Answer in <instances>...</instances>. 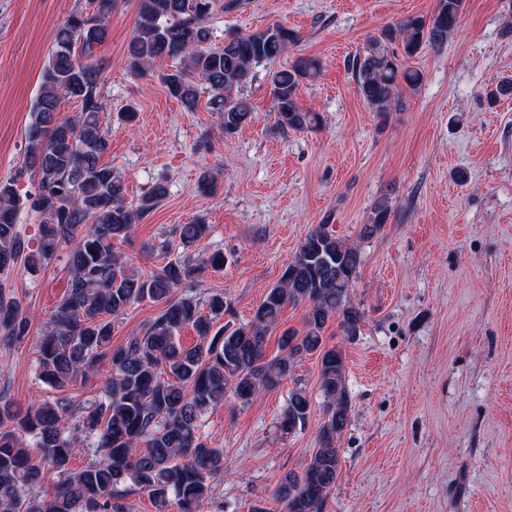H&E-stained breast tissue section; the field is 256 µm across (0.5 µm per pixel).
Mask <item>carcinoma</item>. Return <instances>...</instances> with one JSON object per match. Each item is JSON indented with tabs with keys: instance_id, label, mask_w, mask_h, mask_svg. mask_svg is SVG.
Instances as JSON below:
<instances>
[{
	"instance_id": "1",
	"label": "carcinoma",
	"mask_w": 512,
	"mask_h": 512,
	"mask_svg": "<svg viewBox=\"0 0 512 512\" xmlns=\"http://www.w3.org/2000/svg\"><path fill=\"white\" fill-rule=\"evenodd\" d=\"M213 5L214 0H138L128 67L144 75L160 57L179 60V67L163 76L169 96L194 110L200 98L195 78H200L207 106L228 136L253 116L250 100L233 90L252 68L281 57L296 35L274 24L209 48L207 20ZM464 6L465 0H438L433 15L400 19L354 56L357 90L371 111L384 115L393 110L400 82L414 89L423 80L420 70L400 65L391 43H400L409 58L426 46L442 48L458 29ZM111 12L112 0H96L94 14L77 11L58 29L32 109L22 164L16 177L0 180V272L19 262L36 270L68 249L65 296L38 346L39 377L65 390L101 374L100 393L89 405L65 396L24 408L0 401V512H123L118 501L132 488L147 493L157 512H167L173 501L181 512H204L213 479L224 472V452L204 439L202 417L228 400L244 405L275 389L302 357L315 354L325 399L320 447L302 473L284 475L274 499L284 512H325L340 471L337 441L350 422L352 398L343 351L328 346L324 333L333 321L347 341L361 333L364 315L350 299L363 262L360 247L337 238L329 225H317L266 289L249 321L233 329L217 326L226 307L223 294L202 301L190 294L173 297L206 268L224 267L221 253L188 254L208 233V225H180L176 234L185 255L147 276L115 251L164 199L167 188L156 184L133 207L125 200L122 178L101 162L110 144L100 123L101 70L89 58L108 37ZM319 71L317 58L303 56L271 72L278 129L321 126L322 116L298 101L301 85ZM66 99L80 102V112L59 119L58 106ZM27 170L36 173L37 187L23 194L17 179ZM23 211L43 218L34 251L17 224ZM389 215L387 204L376 205L359 237L377 235ZM145 299L162 304L161 313L143 331L112 347V317ZM288 304L306 308L304 329L300 334L284 331L279 353L269 359L267 340L280 327ZM187 327L198 335L193 346L179 339ZM28 331V316L0 296V344L18 343ZM310 409L306 390H291L280 430L290 434L305 425ZM23 435L35 440L39 458H32ZM82 444L93 459L74 470L70 460ZM47 471L57 481L54 494L44 499L36 490Z\"/></svg>"
}]
</instances>
